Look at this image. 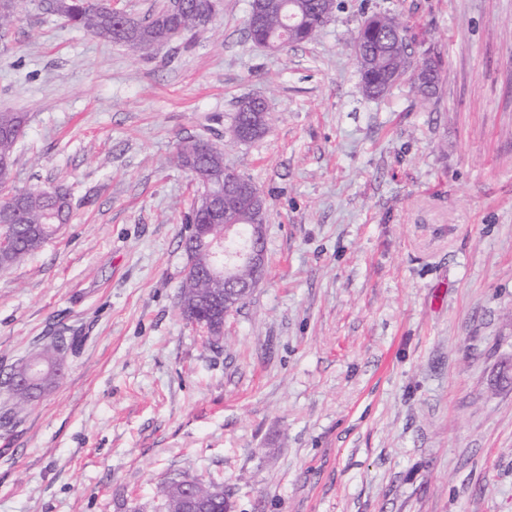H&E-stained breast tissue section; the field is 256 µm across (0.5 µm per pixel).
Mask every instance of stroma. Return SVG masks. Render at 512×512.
<instances>
[{
  "instance_id": "obj_1",
  "label": "stroma",
  "mask_w": 512,
  "mask_h": 512,
  "mask_svg": "<svg viewBox=\"0 0 512 512\" xmlns=\"http://www.w3.org/2000/svg\"><path fill=\"white\" fill-rule=\"evenodd\" d=\"M248 10L142 57L21 0L0 39L13 186L73 204L0 271V512H156L183 477L234 512H512V0H337L285 54ZM376 11L441 56L436 97H363ZM245 96L270 123L239 143ZM187 138L267 202L266 277L216 345L178 293ZM55 336L79 351L16 407L6 372ZM254 112H266V118L264 122L261 124L259 130L256 132L254 137L248 141H254L261 137H263L268 129H269V113L266 102L258 97H244L238 100L236 105V111L233 115V125L232 128L238 126L243 121L248 120L252 113Z\"/></svg>"
}]
</instances>
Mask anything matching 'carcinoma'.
<instances>
[{
  "label": "carcinoma",
  "instance_id": "carcinoma-1",
  "mask_svg": "<svg viewBox=\"0 0 512 512\" xmlns=\"http://www.w3.org/2000/svg\"><path fill=\"white\" fill-rule=\"evenodd\" d=\"M50 7L70 26L83 29L99 38L126 46L141 55L148 56L168 34L197 33L204 29L220 10L217 0H167L142 16L116 11L106 3L92 0H51ZM336 0H266L264 20L259 26L246 20L247 37L255 44L273 52H286L288 48L313 40L329 21ZM414 38L409 26L396 14L379 13L368 17L352 36L355 56L368 59V66L359 71L361 90L365 97L378 99L398 82L412 80L410 58ZM420 61L429 71L426 81L416 86V92L425 99L437 91L442 59L425 50ZM266 102L258 97L238 100L233 115L237 126L254 112H266ZM25 116L20 112H0V157L13 159L15 146L25 132ZM179 164L189 170L206 175L210 189L224 190L227 195L237 192L234 182L222 185L224 176V150L206 139H188L180 143L177 152ZM267 210L254 215L244 202L224 206V223L210 226V238L224 239V225H240L247 234L254 221L266 223ZM0 236L12 242L7 255L0 258V270H8L29 255L40 250L52 239L62 224L70 221L72 204L69 194L59 190L51 196L40 188L11 191L0 197ZM224 287L222 279L203 280L200 276L185 273L179 287L185 304L211 294ZM81 345L78 336L69 342L44 348L39 356L51 368L58 365V356L64 350L75 353ZM27 374L23 364L7 374L4 385L20 405L29 403L36 393L21 385ZM217 487L195 482V494L209 512H226L224 503L210 501Z\"/></svg>",
  "mask_w": 512,
  "mask_h": 512
}]
</instances>
